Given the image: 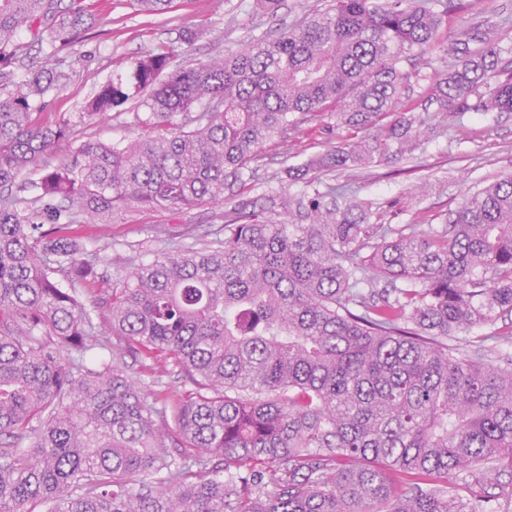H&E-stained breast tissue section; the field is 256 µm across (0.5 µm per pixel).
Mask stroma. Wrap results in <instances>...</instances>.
<instances>
[{
	"label": "stroma",
	"mask_w": 512,
	"mask_h": 512,
	"mask_svg": "<svg viewBox=\"0 0 512 512\" xmlns=\"http://www.w3.org/2000/svg\"><path fill=\"white\" fill-rule=\"evenodd\" d=\"M458 9L449 14L448 32L472 27L495 41L501 58L512 60V0H455ZM254 0H175L164 13L136 14L130 0H100L96 21L83 41L67 49L70 78L47 97L45 117L74 116L95 86L113 72L125 70L144 52L172 48L178 64L204 61L215 54L236 50L241 44L266 37L289 26L324 0H282L277 13L255 11ZM195 29L204 30L198 40H188ZM449 56L435 45L414 61L418 75L409 92L415 104H423ZM130 112L112 111L78 123V139L119 141L146 134ZM355 139L353 130L325 114L305 122L298 130L268 141L261 149L260 168L248 181V196L269 194L299 196L303 185L289 181L288 168L307 163L313 156ZM512 173V112H464L438 118L436 127L409 156H392L366 168L350 167L320 173L321 182L347 186L353 198L370 206V223L400 228L407 224L440 227L464 197ZM230 203H203L182 210H147L131 204L115 213L111 223L83 226L79 235H94V249L112 277L129 274L135 265L154 260L161 245L158 228L174 235L199 226L220 227Z\"/></svg>",
	"instance_id": "1"
}]
</instances>
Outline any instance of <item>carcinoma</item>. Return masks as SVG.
Returning <instances> with one entry per match:
<instances>
[{
	"label": "carcinoma",
	"mask_w": 512,
	"mask_h": 512,
	"mask_svg": "<svg viewBox=\"0 0 512 512\" xmlns=\"http://www.w3.org/2000/svg\"><path fill=\"white\" fill-rule=\"evenodd\" d=\"M453 8L334 0L207 61L148 52L79 113H145L154 135L109 144L41 118L93 0H0V512H504L486 479L512 469V359L492 363L512 331H471L512 314V174L429 230L370 224L308 177L414 151L426 118L401 63ZM476 40L449 36L436 111L512 112V68ZM33 51L41 65L19 73ZM327 112L364 136L287 170L307 223L279 221L288 197L246 196L243 175L267 141ZM70 139V159L47 165ZM226 191L221 231L192 234L204 247L161 232L158 257L114 282L70 234L128 204ZM95 308L143 371L164 351L192 392L148 402ZM169 439L195 454L171 457Z\"/></svg>",
	"instance_id": "cac0c4a2"
}]
</instances>
